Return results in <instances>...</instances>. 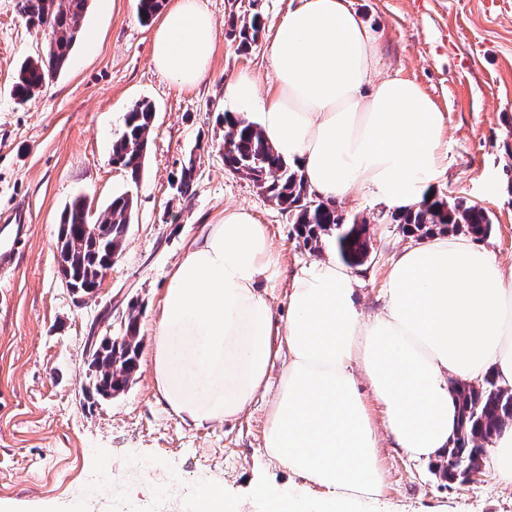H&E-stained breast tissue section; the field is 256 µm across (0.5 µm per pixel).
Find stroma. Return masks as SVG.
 Segmentation results:
<instances>
[{
	"mask_svg": "<svg viewBox=\"0 0 512 512\" xmlns=\"http://www.w3.org/2000/svg\"><path fill=\"white\" fill-rule=\"evenodd\" d=\"M264 31L240 52L229 14L246 0H203L217 22L209 78L181 88L151 64L155 23L138 18V0H90L82 35L67 69L36 98L18 102L12 87L20 63L46 46L17 0H0V215L24 209L29 230L13 274L0 279V512H70L79 493L110 474L127 512H154L161 489L193 492L222 485L242 512L260 484L292 476L263 449V432L280 370L236 420L197 427L183 422L156 394L149 354L153 327L173 266L189 239L225 208L239 207L268 227L284 269L258 288L278 316L288 314L287 271L316 261L294 224L252 183L225 166L218 113L232 111L227 83L247 74L259 94L272 83L269 44L291 0H258ZM380 53L372 78L417 82L445 116L444 169L435 193L459 197L493 218L483 238L503 268L512 267V12L492 0H350ZM155 107L145 168L131 181L110 161L125 112L140 100ZM198 179L189 196L172 188L188 160ZM129 193L135 213L122 251L96 297L66 288L57 261L65 206L78 195L104 208ZM337 207L368 221L370 255L358 269L355 301L365 315L383 306L389 263L408 244L400 225L384 223L388 208L355 189ZM139 298V368L124 394L86 395L85 345L91 324L111 308L113 335H123L127 302ZM384 474L379 512H512V491L491 474L475 484H450L434 464L410 459L382 438Z\"/></svg>",
	"mask_w": 512,
	"mask_h": 512,
	"instance_id": "35a3bbf8",
	"label": "stroma"
}]
</instances>
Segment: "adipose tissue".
I'll use <instances>...</instances> for the list:
<instances>
[{"label":"adipose tissue","instance_id":"adipose-tissue-1","mask_svg":"<svg viewBox=\"0 0 512 512\" xmlns=\"http://www.w3.org/2000/svg\"><path fill=\"white\" fill-rule=\"evenodd\" d=\"M291 3L269 47L273 92L259 96L247 75L227 86L236 119L256 124L320 199L358 187L388 207H416L443 166L442 112L413 80L372 82L378 48L349 0ZM216 29L202 0H173L153 37L155 68L199 86ZM279 268L267 226L225 210L171 271L151 355L160 401L196 426L239 417L283 359L264 448L296 480L255 487L269 510L369 512L384 477L368 402L396 447L428 462L456 434V385L490 375L512 389V275L484 246L435 236L403 249L372 317L354 301V270L329 259L294 270L277 322L256 284ZM161 500L164 512H239L212 484Z\"/></svg>","mask_w":512,"mask_h":512}]
</instances>
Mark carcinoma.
Returning <instances> with one entry per match:
<instances>
[{
    "label": "carcinoma",
    "instance_id": "obj_1",
    "mask_svg": "<svg viewBox=\"0 0 512 512\" xmlns=\"http://www.w3.org/2000/svg\"><path fill=\"white\" fill-rule=\"evenodd\" d=\"M165 0H139L138 16L148 21L163 7ZM26 23L41 28L48 35L43 51L26 58L20 65L13 86L14 96L27 102L51 79L68 66L80 33V23L88 9V0H17ZM230 36L243 53L257 45L263 29L260 13L230 15ZM155 109L148 100L136 103L124 115L121 134L112 143V164L125 170L132 181H138L147 153L154 124ZM225 125L224 165L239 173L253 187L288 214L296 226L297 237L312 253L322 251L331 241L336 255L346 264H362L369 248L364 218L348 216L336 204L314 197L299 171L282 159L251 124L233 120L230 113L218 114ZM196 166L188 161L175 184L176 193L188 195L195 181ZM134 212V200L124 193L112 198L107 207L90 215L82 197L75 198L62 213L59 233L65 240L57 242L59 255L66 261L75 285H94L96 271L114 253H120ZM382 219L400 224L406 233L418 238L467 233L483 238L490 233L491 219L486 210L464 200H449L429 195L423 205L408 211H392ZM140 304L128 306L125 342L119 347L107 343L98 356L100 380L115 391H124L134 380L139 367ZM458 407L459 428L453 438L448 457L458 456L464 464L483 461L484 445L507 422H512V392L499 387L493 378L484 383L460 385L453 389Z\"/></svg>",
    "mask_w": 512,
    "mask_h": 512
}]
</instances>
